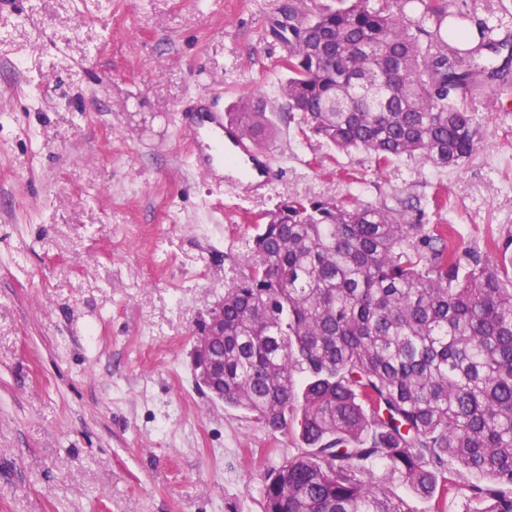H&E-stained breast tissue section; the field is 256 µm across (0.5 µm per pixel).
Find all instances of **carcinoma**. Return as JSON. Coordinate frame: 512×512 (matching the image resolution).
<instances>
[{
	"label": "carcinoma",
	"mask_w": 512,
	"mask_h": 512,
	"mask_svg": "<svg viewBox=\"0 0 512 512\" xmlns=\"http://www.w3.org/2000/svg\"><path fill=\"white\" fill-rule=\"evenodd\" d=\"M446 0H341L272 32L288 42L284 104L236 106L261 144L269 112L377 167L437 171L477 150L467 95L512 71L488 57L506 14L471 29ZM409 209L292 198L268 213L248 271L224 288L225 405L305 445L267 478L265 512H412L384 465L429 499L448 467L467 512H512V241L498 257L448 243Z\"/></svg>",
	"instance_id": "cac0c4a2"
}]
</instances>
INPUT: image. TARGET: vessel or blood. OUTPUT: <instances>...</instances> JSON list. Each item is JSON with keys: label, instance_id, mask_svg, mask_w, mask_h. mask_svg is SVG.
Wrapping results in <instances>:
<instances>
[{"label": "vessel or blood", "instance_id": "obj_1", "mask_svg": "<svg viewBox=\"0 0 512 512\" xmlns=\"http://www.w3.org/2000/svg\"><path fill=\"white\" fill-rule=\"evenodd\" d=\"M192 153L189 165L221 172L220 187L241 198L256 191H271L280 177L267 150L258 147L223 112L206 108L186 125Z\"/></svg>", "mask_w": 512, "mask_h": 512}]
</instances>
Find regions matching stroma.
Returning <instances> with one entry per match:
<instances>
[{"mask_svg": "<svg viewBox=\"0 0 512 512\" xmlns=\"http://www.w3.org/2000/svg\"><path fill=\"white\" fill-rule=\"evenodd\" d=\"M315 0H14L0 5V512H264L297 456L196 382L192 351L265 215L293 197L413 204L462 247L512 240V112L475 95L479 149L436 172L339 153L287 113L285 173L238 201L185 162L177 114L285 78L271 33ZM412 512H464L449 475Z\"/></svg>", "mask_w": 512, "mask_h": 512, "instance_id": "1", "label": "stroma"}]
</instances>
